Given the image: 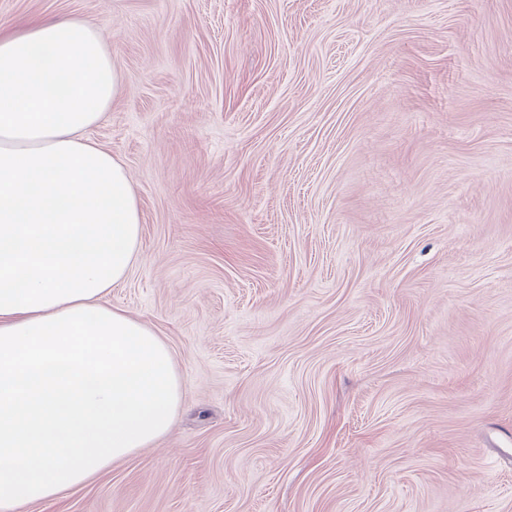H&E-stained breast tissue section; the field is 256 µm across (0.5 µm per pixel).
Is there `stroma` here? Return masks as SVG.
<instances>
[{"label":"stroma","mask_w":512,"mask_h":512,"mask_svg":"<svg viewBox=\"0 0 512 512\" xmlns=\"http://www.w3.org/2000/svg\"><path fill=\"white\" fill-rule=\"evenodd\" d=\"M62 16L182 407L19 512H512V0H0Z\"/></svg>","instance_id":"1"}]
</instances>
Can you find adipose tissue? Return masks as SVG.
Returning a JSON list of instances; mask_svg holds the SVG:
<instances>
[{"label":"adipose tissue","instance_id":"obj_1","mask_svg":"<svg viewBox=\"0 0 512 512\" xmlns=\"http://www.w3.org/2000/svg\"><path fill=\"white\" fill-rule=\"evenodd\" d=\"M120 88L88 22L0 30V512L99 477L181 405L169 347L108 301L137 261L140 212L86 132Z\"/></svg>","mask_w":512,"mask_h":512}]
</instances>
